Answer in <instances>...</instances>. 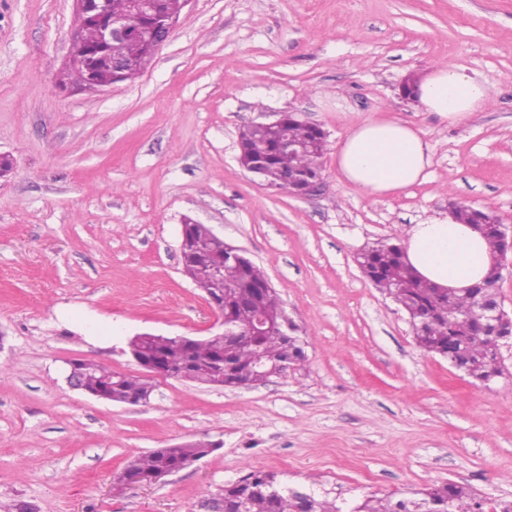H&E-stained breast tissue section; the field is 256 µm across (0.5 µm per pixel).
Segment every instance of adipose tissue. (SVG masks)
I'll list each match as a JSON object with an SVG mask.
<instances>
[{"label":"adipose tissue","mask_w":512,"mask_h":512,"mask_svg":"<svg viewBox=\"0 0 512 512\" xmlns=\"http://www.w3.org/2000/svg\"><path fill=\"white\" fill-rule=\"evenodd\" d=\"M491 97L484 82L449 63L433 65L416 89L423 111L450 123L487 108ZM430 165L431 146L421 131L387 117L358 121L336 151L339 176L369 195L399 194L424 181ZM403 254L419 278L460 294L485 279L491 261L482 234L449 214L412 225Z\"/></svg>","instance_id":"ef3b65f1"}]
</instances>
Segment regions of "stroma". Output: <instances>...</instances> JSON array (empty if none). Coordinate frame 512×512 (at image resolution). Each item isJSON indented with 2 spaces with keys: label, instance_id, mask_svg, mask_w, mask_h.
Listing matches in <instances>:
<instances>
[{
  "label": "stroma",
  "instance_id": "35a3bbf8",
  "mask_svg": "<svg viewBox=\"0 0 512 512\" xmlns=\"http://www.w3.org/2000/svg\"><path fill=\"white\" fill-rule=\"evenodd\" d=\"M75 19L73 0H0V505L200 512L255 471L340 501L446 483L489 510L512 500V339L505 376L476 384L416 344L356 261L452 200L512 226V0H188L143 73L105 91L56 83ZM441 62L490 107L451 124L401 97ZM280 112L327 134L317 195L237 161L240 128ZM368 117L422 131L423 183L370 197L339 179L336 148ZM188 217L262 268L306 332L302 369L249 388L159 379L138 405L71 390L74 360L142 375L135 334L208 335ZM197 440L220 447L116 484L134 456Z\"/></svg>",
  "mask_w": 512,
  "mask_h": 512
}]
</instances>
